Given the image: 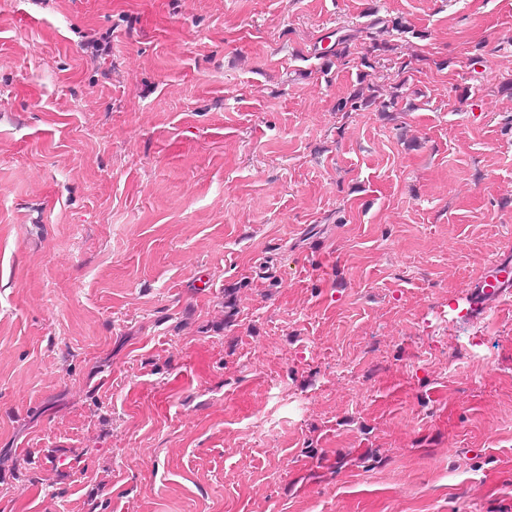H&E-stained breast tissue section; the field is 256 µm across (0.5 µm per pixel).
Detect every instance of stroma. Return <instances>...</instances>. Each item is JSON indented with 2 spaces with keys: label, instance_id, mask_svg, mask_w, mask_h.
<instances>
[{
  "label": "stroma",
  "instance_id": "1",
  "mask_svg": "<svg viewBox=\"0 0 512 512\" xmlns=\"http://www.w3.org/2000/svg\"><path fill=\"white\" fill-rule=\"evenodd\" d=\"M509 84L512 0H0V512H512Z\"/></svg>",
  "mask_w": 512,
  "mask_h": 512
}]
</instances>
